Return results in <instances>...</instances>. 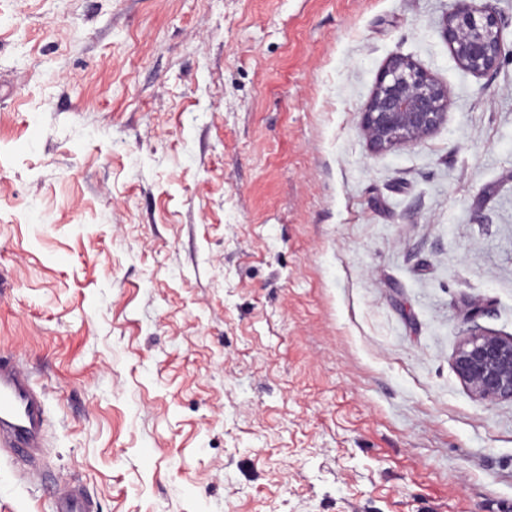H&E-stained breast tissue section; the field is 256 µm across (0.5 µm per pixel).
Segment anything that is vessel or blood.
<instances>
[{
	"instance_id": "vessel-or-blood-1",
	"label": "vessel or blood",
	"mask_w": 512,
	"mask_h": 512,
	"mask_svg": "<svg viewBox=\"0 0 512 512\" xmlns=\"http://www.w3.org/2000/svg\"><path fill=\"white\" fill-rule=\"evenodd\" d=\"M47 425L44 395L19 364L0 359V448L34 464L45 446ZM55 512H94V505L79 487L66 486Z\"/></svg>"
}]
</instances>
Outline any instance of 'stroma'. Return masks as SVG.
<instances>
[{
  "instance_id": "stroma-1",
  "label": "stroma",
  "mask_w": 512,
  "mask_h": 512,
  "mask_svg": "<svg viewBox=\"0 0 512 512\" xmlns=\"http://www.w3.org/2000/svg\"><path fill=\"white\" fill-rule=\"evenodd\" d=\"M455 0H0V354L46 400L0 512H512V0L476 76ZM448 89L372 151L393 55ZM460 344L454 370L482 403L512 402V336L472 330ZM93 503L77 486H64L57 496L55 512H94Z\"/></svg>"
}]
</instances>
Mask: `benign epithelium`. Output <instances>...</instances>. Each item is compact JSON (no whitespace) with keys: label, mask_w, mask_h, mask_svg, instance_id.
<instances>
[{"label":"benign epithelium","mask_w":512,"mask_h":512,"mask_svg":"<svg viewBox=\"0 0 512 512\" xmlns=\"http://www.w3.org/2000/svg\"><path fill=\"white\" fill-rule=\"evenodd\" d=\"M443 34L466 71L485 76L497 68L503 50L500 19L486 0H458ZM447 111V88L411 58L394 55L361 111L360 125L369 147L380 152L422 141L445 121ZM453 367L476 400L512 402V336L471 331Z\"/></svg>","instance_id":"1"}]
</instances>
